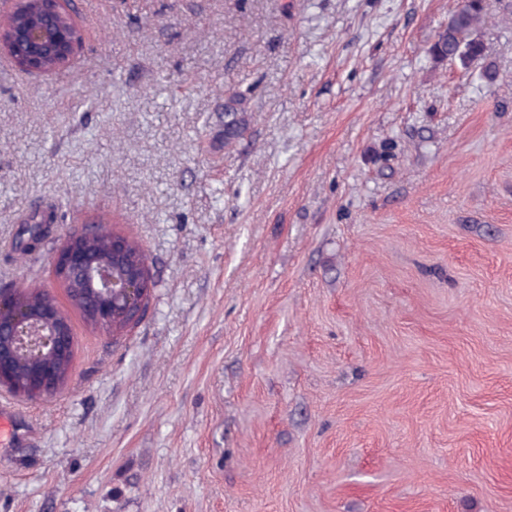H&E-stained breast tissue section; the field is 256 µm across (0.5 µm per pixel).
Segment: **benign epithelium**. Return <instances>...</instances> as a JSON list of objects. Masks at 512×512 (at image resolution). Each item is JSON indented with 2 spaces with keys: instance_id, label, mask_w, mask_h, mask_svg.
I'll use <instances>...</instances> for the list:
<instances>
[{
  "instance_id": "1",
  "label": "benign epithelium",
  "mask_w": 512,
  "mask_h": 512,
  "mask_svg": "<svg viewBox=\"0 0 512 512\" xmlns=\"http://www.w3.org/2000/svg\"><path fill=\"white\" fill-rule=\"evenodd\" d=\"M40 20L18 26L0 18V50L30 74H45L73 58L82 44V33L63 31L65 0H38ZM107 233L99 224L77 227L57 251L54 270L72 287L96 302V321L112 325V315L122 313L136 321L147 292L148 262L128 249V239L113 235L105 258L96 255L93 243ZM74 338L59 307L32 315L12 293L0 291V387L14 384L16 364L28 360V383L42 396L60 389L55 372L44 363L52 356L73 354Z\"/></svg>"
}]
</instances>
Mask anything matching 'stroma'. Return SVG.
<instances>
[{"instance_id":"35a3bbf8","label":"stroma","mask_w":512,"mask_h":512,"mask_svg":"<svg viewBox=\"0 0 512 512\" xmlns=\"http://www.w3.org/2000/svg\"><path fill=\"white\" fill-rule=\"evenodd\" d=\"M458 5L75 0L68 65L0 58V287L74 336L0 390V512H512V0L492 83L428 52ZM102 218L154 282L118 336L52 267ZM244 94L236 93L227 98L224 103V146L233 148L245 134L247 127L242 111ZM51 218H46L39 214H33L25 224L22 225L21 231L18 236L17 244L19 247L25 251H29V249L24 245V239L22 237V233H27L29 238L39 243L45 237V226L47 224H52Z\"/></svg>"}]
</instances>
